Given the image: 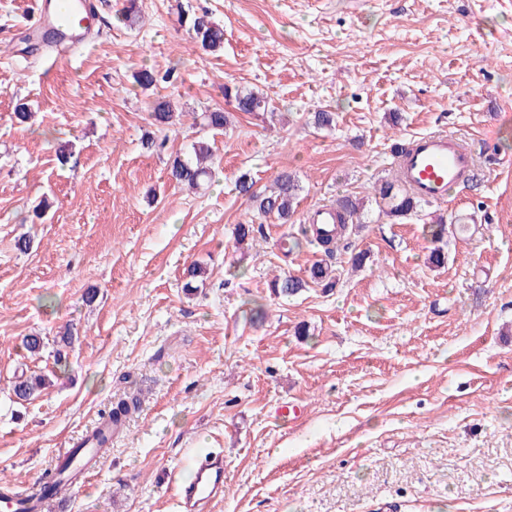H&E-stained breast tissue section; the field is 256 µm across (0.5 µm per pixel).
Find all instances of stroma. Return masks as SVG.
Instances as JSON below:
<instances>
[{
  "instance_id": "obj_1",
  "label": "stroma",
  "mask_w": 512,
  "mask_h": 512,
  "mask_svg": "<svg viewBox=\"0 0 512 512\" xmlns=\"http://www.w3.org/2000/svg\"><path fill=\"white\" fill-rule=\"evenodd\" d=\"M138 3L130 27L123 0H100L89 45L57 59L26 37L33 0H0V479L48 478L135 395L93 475L41 512H179L169 471L192 477L211 451L224 493L205 512H512V0ZM202 14L224 27L219 51L182 21ZM228 87L274 113L236 111ZM158 101L180 123L149 124ZM216 109L215 174L186 189L169 160L198 138L192 113ZM320 110L333 126L315 127ZM434 133L474 146L476 189L386 216L373 188L394 179L393 141ZM284 171L291 223L264 220L234 249L258 218L238 177L261 193ZM342 197L364 202L350 239L365 264L339 252L335 288L276 296L275 277L324 258L286 252L287 235ZM440 218L437 268L426 227ZM194 263L207 273L191 281ZM68 325L62 362L23 349ZM24 372L48 384L16 404Z\"/></svg>"
}]
</instances>
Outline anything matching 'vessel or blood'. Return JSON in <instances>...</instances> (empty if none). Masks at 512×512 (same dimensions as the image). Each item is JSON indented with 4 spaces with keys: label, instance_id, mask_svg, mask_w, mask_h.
I'll list each match as a JSON object with an SVG mask.
<instances>
[{
    "label": "vessel or blood",
    "instance_id": "b4317fda",
    "mask_svg": "<svg viewBox=\"0 0 512 512\" xmlns=\"http://www.w3.org/2000/svg\"><path fill=\"white\" fill-rule=\"evenodd\" d=\"M41 19L59 33L52 45L64 58L88 42L94 0H37ZM397 173L416 196L429 201L447 199L475 169L470 146L447 134L414 139L409 153L395 161ZM224 492V464L220 458L199 462L193 481L180 484L177 495L186 512H202L204 506Z\"/></svg>",
    "mask_w": 512,
    "mask_h": 512
}]
</instances>
